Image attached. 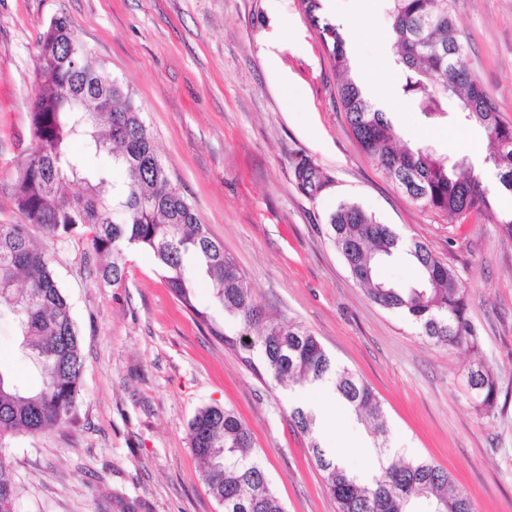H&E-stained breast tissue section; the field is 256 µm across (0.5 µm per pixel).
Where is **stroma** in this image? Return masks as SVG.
I'll list each match as a JSON object with an SVG mask.
<instances>
[{
  "instance_id": "obj_1",
  "label": "stroma",
  "mask_w": 512,
  "mask_h": 512,
  "mask_svg": "<svg viewBox=\"0 0 512 512\" xmlns=\"http://www.w3.org/2000/svg\"><path fill=\"white\" fill-rule=\"evenodd\" d=\"M451 9L470 68L512 122V0H453ZM320 15L338 27L353 77L401 139L467 157L492 189L494 211L511 210L484 161V131L428 124L402 98L386 0H324ZM60 16L128 86L173 185L268 317L308 329L375 391L397 455L448 470L472 512H512V239L493 219L454 223L423 207L361 151L301 0H0V223L20 219L12 190L35 145L36 44ZM303 158L331 178L314 197L294 179ZM342 202L456 270L479 351L429 342L404 312L370 300L331 238L329 216ZM47 250L80 336L83 377L68 422L7 439L21 486L15 512H113L118 496L148 512H223L190 447L189 422L207 406L239 413L286 512H336L290 419L308 400L305 385L276 387L200 330L152 252L129 251L125 280L114 286L84 232ZM479 361L498 376L489 415L467 382ZM0 372L24 388L40 384L6 315ZM330 408L324 446L344 438L347 468L368 474L367 431L340 402Z\"/></svg>"
}]
</instances>
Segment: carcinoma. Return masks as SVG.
Listing matches in <instances>:
<instances>
[{
  "label": "carcinoma",
  "mask_w": 512,
  "mask_h": 512,
  "mask_svg": "<svg viewBox=\"0 0 512 512\" xmlns=\"http://www.w3.org/2000/svg\"><path fill=\"white\" fill-rule=\"evenodd\" d=\"M394 34L400 90L427 120L481 127L488 140L485 161L496 171L501 191L512 194V123L502 119L493 96L467 64L450 0H387ZM319 31L338 78V96L362 151L411 199L464 223L492 212L489 190L466 160L441 157L428 145L402 142L386 113L349 77L350 61L336 25L320 22V0H303ZM36 69L41 88L31 102L36 145L20 163L13 200L22 222L0 223V314L16 322L21 348L37 357L38 388L19 389L0 372V439L37 433L63 424L73 411L82 376L79 337L69 303L50 268L45 245L88 230L98 254L112 257L102 278L114 286L125 279L126 253L151 251L181 306L212 336L242 354L250 364L259 353L265 374L279 385L333 384L336 396L372 437L379 468L363 480L323 448L315 415L301 407L290 413L294 427L308 438L336 512H472L466 491L445 469L424 459L390 454L389 429L372 388L330 358L319 340L298 325L267 320L255 303L246 277L224 245L213 239L194 207L172 186L156 143L129 89L81 40L71 23L54 18L37 43ZM87 138L81 154L70 141ZM107 156L111 163H97ZM119 170L122 184L114 182ZM299 187L314 197L328 179L306 159L294 167ZM82 193L70 194L71 182ZM333 242L353 278L368 297L387 309L409 315L419 335L439 345H465L476 351L481 336L468 313L465 287L457 272L435 258L420 241L407 254L415 259L414 283L401 287L375 277L376 268L394 257L399 236L353 204L330 215ZM194 261L212 284L216 308L229 324L196 306L195 288L185 273ZM25 286L18 287V282ZM468 384L490 414L498 396L495 373L481 365ZM191 448L203 465L209 493L223 499L224 512H285L266 473L253 461L251 432L226 407L200 409L190 423ZM18 487L14 466L0 448V498L15 512Z\"/></svg>",
  "instance_id": "1"
}]
</instances>
